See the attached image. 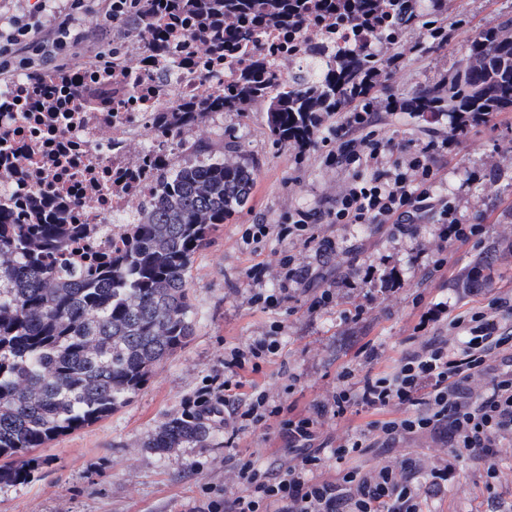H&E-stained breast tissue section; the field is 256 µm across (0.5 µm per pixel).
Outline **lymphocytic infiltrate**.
<instances>
[{"label":"lymphocytic infiltrate","mask_w":512,"mask_h":512,"mask_svg":"<svg viewBox=\"0 0 512 512\" xmlns=\"http://www.w3.org/2000/svg\"><path fill=\"white\" fill-rule=\"evenodd\" d=\"M89 11L83 0L62 6L37 0L7 17L0 25V78L13 80L37 64L61 69L85 43L80 26ZM335 133L336 146L327 151L326 163L356 168L357 176L335 207L320 213L295 211L280 227L279 237L326 253L336 244L318 234V223L377 224L392 217L396 230L410 234L420 214L433 208L446 225L444 245L479 233V226L466 230L458 224L448 201H433L437 161L450 149L451 140H428L414 152L407 171L393 172L384 167L383 159L401 146L373 131L370 113H339ZM279 267L276 288L253 296L254 303L268 312L291 302L295 285L308 279L307 266L295 254L283 255ZM504 307L500 301L452 315L445 302L427 303L413 327L410 349L392 366L381 367L379 346L366 342L358 351L365 373L342 367L335 391L299 414L254 379L277 357L276 336L229 347L223 381L204 391L205 396L223 398L225 406H244L225 421L224 445L233 447L239 434L248 430L274 429L286 444L288 465L273 474L250 459L236 462L232 473L237 490L214 503L215 512H426L428 494L447 487L459 459L482 462L487 476H495V450L504 435L512 434V335L502 332L497 316ZM446 327L464 332L461 346H449L440 337ZM496 352L505 369L493 366ZM351 410L371 414L372 419L342 436L324 433L329 420ZM413 438L443 444L447 457L425 471L409 457L368 470L356 464L371 449L393 448ZM330 458L336 462L335 478H317Z\"/></svg>","instance_id":"obj_1"}]
</instances>
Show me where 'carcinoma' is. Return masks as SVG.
<instances>
[{
	"label": "carcinoma",
	"mask_w": 512,
	"mask_h": 512,
	"mask_svg": "<svg viewBox=\"0 0 512 512\" xmlns=\"http://www.w3.org/2000/svg\"><path fill=\"white\" fill-rule=\"evenodd\" d=\"M446 0H154L161 17H191L224 55H243L268 27L295 33L310 14L372 20L381 44L414 29L420 52L446 41ZM136 36L154 22L132 0ZM512 15L483 29L448 82L426 84L405 104L411 112L512 110ZM328 60L290 73L283 90L263 93L270 73L257 61L241 70L224 99L202 97L192 122L215 112L266 104L274 142L310 140L324 118L350 103H368L384 62L372 45L330 48ZM193 159L162 168L155 193L121 225L110 253L75 257L91 229L68 215L40 219L35 191L19 194L22 222L0 223V484L26 482L39 466L28 456L58 436L92 424L127 404L152 371L195 335L191 269L217 226L243 208L258 163L226 162L195 142ZM224 428V402L186 403L156 430L147 447L159 452L193 443L210 446Z\"/></svg>",
	"instance_id": "1"
}]
</instances>
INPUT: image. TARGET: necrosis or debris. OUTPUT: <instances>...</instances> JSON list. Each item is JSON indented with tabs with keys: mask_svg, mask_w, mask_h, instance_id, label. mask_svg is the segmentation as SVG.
Masks as SVG:
<instances>
[{
	"mask_svg": "<svg viewBox=\"0 0 512 512\" xmlns=\"http://www.w3.org/2000/svg\"><path fill=\"white\" fill-rule=\"evenodd\" d=\"M164 42L139 41V64L118 63L104 71L82 65L39 82L18 76L0 89V222H15L12 194L50 186V204L66 205L77 223L97 224L91 238L99 251L112 249L109 224L132 215L137 202L155 191L156 168L172 165L184 144L147 139L139 153L129 141L155 130L174 105L205 93L223 94L239 66L259 59L275 75L269 91L281 88L286 72L308 69L317 43L371 42L354 22L332 25L312 17L299 34L277 29L261 34L240 60H221L210 41L192 25H170Z\"/></svg>",
	"mask_w": 512,
	"mask_h": 512,
	"instance_id": "obj_1",
	"label": "necrosis or debris"
}]
</instances>
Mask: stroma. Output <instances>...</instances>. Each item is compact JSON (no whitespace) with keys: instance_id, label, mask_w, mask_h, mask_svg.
Instances as JSON below:
<instances>
[{"instance_id":"obj_1","label":"stroma","mask_w":512,"mask_h":512,"mask_svg":"<svg viewBox=\"0 0 512 512\" xmlns=\"http://www.w3.org/2000/svg\"><path fill=\"white\" fill-rule=\"evenodd\" d=\"M510 12L512 0H447L451 34L446 43L422 53L415 48L419 33L410 31L397 45L384 48V55L399 56L400 63L379 78L373 100L377 131L405 146L395 161L420 148L427 131L441 139L455 136L447 116L408 112L403 105L421 86L447 80L476 32ZM231 135L259 167L248 204L219 225L195 256L194 336L150 374L126 405L36 449L42 465L29 482L0 484V512H206L210 501L224 498L230 465L223 438L207 448L187 444L167 454L147 443L187 399L223 374L226 345L253 341L279 325L281 360L265 367L263 377L275 396L301 410L335 388L339 367L355 362L365 342L380 344L384 362L398 359L417 320V299L446 302L453 312L512 299V111L494 113L488 123L457 136V145L438 161L435 194L448 199L461 223L484 227L481 244L449 247L442 273L433 272L431 265L442 242V222L435 212L418 221L412 236L400 234L388 220L369 227L322 223L319 234L335 237L339 252L319 253L272 233L263 239L260 255L250 254L241 240L247 228L286 223L298 209L333 206L354 170L326 166L317 144L305 150L275 144L259 105L221 117L203 116L186 139L218 151ZM288 249L308 266L313 288L336 284L332 305L309 312L311 291L298 292L289 308L275 314L252 303L254 293L275 286L278 260ZM352 254L378 269L375 280L353 290L341 285ZM480 260L488 263L491 280L475 294L465 288L464 278ZM259 262L266 270L257 282L247 271ZM359 306L365 313L358 319L354 310ZM293 375L298 378L294 384L289 381ZM288 384L294 385L293 393L285 392ZM282 446L277 433L255 432L241 436L236 452L276 470L286 464ZM405 452L425 468L446 455L445 447L416 439L400 449L376 450L360 462L370 467ZM497 469L489 479L482 463L459 461L447 490L430 496V512H499L512 504L511 436L497 450Z\"/></svg>"}]
</instances>
